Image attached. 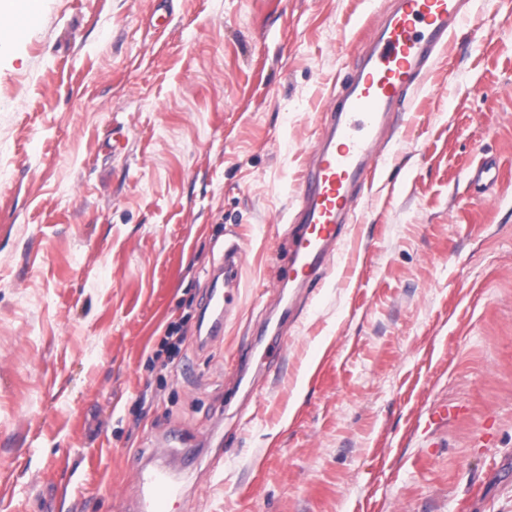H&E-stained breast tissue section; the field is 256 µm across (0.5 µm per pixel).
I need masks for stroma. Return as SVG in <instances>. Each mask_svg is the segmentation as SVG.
I'll return each mask as SVG.
<instances>
[{
	"label": "stroma",
	"instance_id": "obj_1",
	"mask_svg": "<svg viewBox=\"0 0 512 512\" xmlns=\"http://www.w3.org/2000/svg\"><path fill=\"white\" fill-rule=\"evenodd\" d=\"M391 5L172 0L158 31L154 0H37L0 55V512H117L170 434L173 512H512V0H472L385 126L323 281L276 286L321 109ZM261 334L285 358L240 372ZM244 247L237 241L224 245V265L213 275V288L203 307L200 332L204 333L201 344L206 345L221 336L224 330V311L233 302L234 288H238L240 268L244 261ZM223 277V278H222ZM224 289L218 286L219 280ZM181 330V322H173L168 326L166 334L161 340L160 350L158 351L159 355H162L163 352H166L167 357L170 359L180 352L181 345L185 341V336L181 334Z\"/></svg>",
	"mask_w": 512,
	"mask_h": 512
}]
</instances>
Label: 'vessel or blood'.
Returning <instances> with one entry per match:
<instances>
[{
    "label": "vessel or blood",
    "instance_id": "1",
    "mask_svg": "<svg viewBox=\"0 0 512 512\" xmlns=\"http://www.w3.org/2000/svg\"><path fill=\"white\" fill-rule=\"evenodd\" d=\"M395 2L369 36L367 51L345 75L339 95L324 108L323 134L300 192V229L291 240L292 259L282 276L296 287L320 280L348 234L354 201L375 171L378 130L409 111L436 53L468 19L466 0ZM15 19L0 29V37L17 39L37 15L25 5ZM244 257L239 242L225 245L224 263L216 272L222 283L212 288L203 307L202 344L215 341L224 330V313L233 302ZM133 476L143 493L140 512H170L175 487L165 468L139 463Z\"/></svg>",
    "mask_w": 512,
    "mask_h": 512
}]
</instances>
